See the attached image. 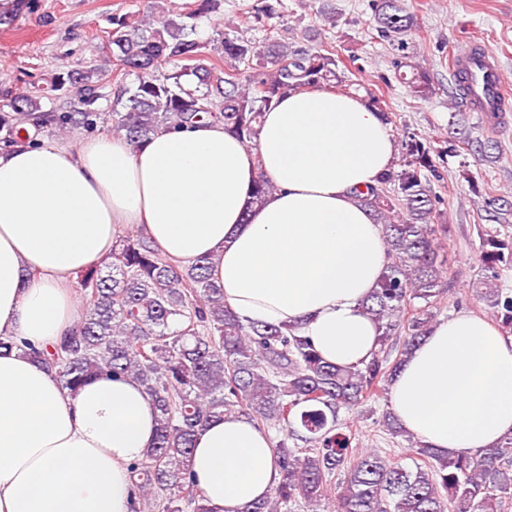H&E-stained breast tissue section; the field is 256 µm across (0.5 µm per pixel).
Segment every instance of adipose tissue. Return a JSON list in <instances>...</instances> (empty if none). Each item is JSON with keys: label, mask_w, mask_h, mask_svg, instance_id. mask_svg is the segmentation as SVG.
<instances>
[{"label": "adipose tissue", "mask_w": 512, "mask_h": 512, "mask_svg": "<svg viewBox=\"0 0 512 512\" xmlns=\"http://www.w3.org/2000/svg\"><path fill=\"white\" fill-rule=\"evenodd\" d=\"M395 155L380 113L320 89L280 99L249 145L199 123L136 151L112 135L0 148V336L52 349L78 322L79 274L133 229L173 263L213 257L242 322L296 325L325 360L360 364L378 338L363 302L388 259L355 193ZM261 173L276 190L256 204ZM389 395L402 426L438 452L492 447L512 434V337L455 313ZM156 428L137 381L102 375L72 395L23 350L0 348V512H131L129 465ZM189 467L210 512H243L281 480L268 434L237 414L198 430Z\"/></svg>", "instance_id": "adipose-tissue-1"}]
</instances>
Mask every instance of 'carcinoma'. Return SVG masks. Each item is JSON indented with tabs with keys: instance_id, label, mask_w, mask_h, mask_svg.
I'll return each instance as SVG.
<instances>
[{
	"instance_id": "obj_1",
	"label": "carcinoma",
	"mask_w": 512,
	"mask_h": 512,
	"mask_svg": "<svg viewBox=\"0 0 512 512\" xmlns=\"http://www.w3.org/2000/svg\"><path fill=\"white\" fill-rule=\"evenodd\" d=\"M221 0H195L193 7L156 23L153 0L137 21L112 16V65L138 72L132 88L120 85L112 101V133L134 147L160 129L208 120L250 143L263 113L290 92L324 88L348 94L353 86L339 69L322 32L290 41L284 0H260L244 24L266 31L256 42L236 25L221 38H193L196 20ZM373 29L403 52L411 18L401 0H371ZM94 71L69 69L53 89L80 83L83 93L68 112H45L43 124L78 129L93 125L100 95ZM197 86L187 90L184 76ZM411 92H430L425 72L400 76ZM34 98L13 100L0 111V143L20 140L19 124L38 109ZM399 168H390L357 199L381 225L388 263L365 310L379 331L378 348L362 365L340 368L324 360L310 339L290 325L243 324L224 303L211 278L213 259L186 265L168 261L142 235L123 236L104 268L80 274L85 314L55 349L29 354L69 392L109 373L138 381L157 409V435L147 459L130 465L134 512H209L188 469L196 432L210 418L238 413L267 432L281 481L271 497L244 512H317L337 492L339 512H509L512 508V434L495 447L456 457L414 439L390 410L379 424L392 438L409 442L414 467L361 451L341 411L388 393L412 348L426 336L441 308L447 273L442 240L447 227L436 204L434 183L443 179L438 150L414 137L402 142ZM275 186L259 174L252 195L260 203ZM478 300L494 309L512 333V292L497 286L505 243L485 242Z\"/></svg>"
}]
</instances>
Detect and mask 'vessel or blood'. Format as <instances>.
<instances>
[{
    "label": "vessel or blood",
    "mask_w": 512,
    "mask_h": 512,
    "mask_svg": "<svg viewBox=\"0 0 512 512\" xmlns=\"http://www.w3.org/2000/svg\"><path fill=\"white\" fill-rule=\"evenodd\" d=\"M454 66L468 73L469 110L487 115L496 111L497 95L503 89L502 69L496 55L485 46L472 43L455 57Z\"/></svg>",
    "instance_id": "1"
}]
</instances>
